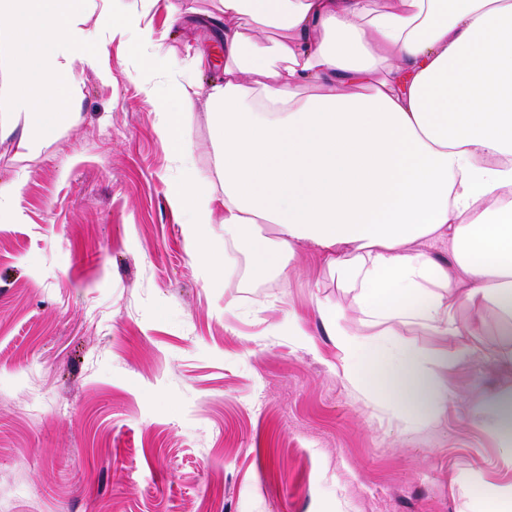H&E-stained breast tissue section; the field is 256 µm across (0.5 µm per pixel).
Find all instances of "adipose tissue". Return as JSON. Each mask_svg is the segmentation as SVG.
<instances>
[{
	"label": "adipose tissue",
	"mask_w": 512,
	"mask_h": 512,
	"mask_svg": "<svg viewBox=\"0 0 512 512\" xmlns=\"http://www.w3.org/2000/svg\"><path fill=\"white\" fill-rule=\"evenodd\" d=\"M89 2L0 0V65L40 47L20 64L13 99L25 134L49 140L74 119L75 65L111 77L84 27ZM99 2L103 29L130 34L142 67L169 82L159 127L183 176L168 196L210 287L235 255L251 281L284 284L312 252L362 321L448 337L457 310L490 307L512 331V0H218L224 76L205 90V173L188 109L207 55L181 63L140 14ZM213 224L224 227L220 252ZM438 242L451 261L432 253ZM318 312L347 383L406 428L439 419L453 399L442 373L477 355L363 341L335 305ZM192 139L193 150L197 166L201 170H209L213 167V155L211 151V128L204 100H194L192 109Z\"/></svg>",
	"instance_id": "adipose-tissue-1"
}]
</instances>
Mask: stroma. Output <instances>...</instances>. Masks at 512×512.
I'll use <instances>...</instances> for the list:
<instances>
[{
    "label": "stroma",
    "mask_w": 512,
    "mask_h": 512,
    "mask_svg": "<svg viewBox=\"0 0 512 512\" xmlns=\"http://www.w3.org/2000/svg\"><path fill=\"white\" fill-rule=\"evenodd\" d=\"M178 60L210 55L214 0H134ZM102 80L77 69L76 115L49 141L21 138L16 72L0 67V512H484L512 499V456L483 398L512 388L496 316L441 340L414 324L361 322L318 256L288 287L243 286L238 263L212 288L187 252L181 177L153 97L133 79L131 42L101 34ZM410 348L472 346L444 374L455 399L404 430L341 375L317 311ZM233 304L225 313V304ZM296 311L306 337L272 335Z\"/></svg>",
    "instance_id": "1"
}]
</instances>
